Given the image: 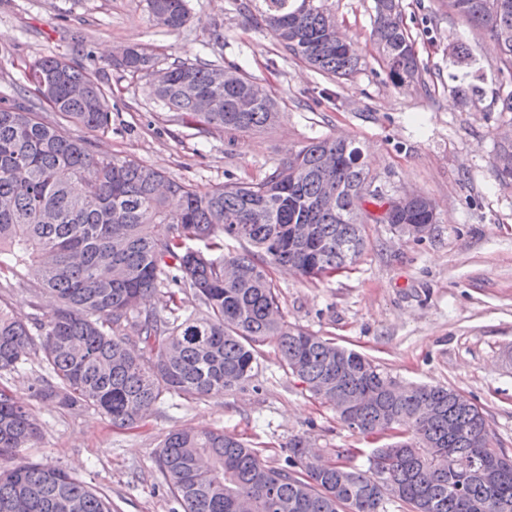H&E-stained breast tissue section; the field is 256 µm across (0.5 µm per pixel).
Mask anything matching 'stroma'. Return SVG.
<instances>
[{
	"label": "stroma",
	"instance_id": "obj_1",
	"mask_svg": "<svg viewBox=\"0 0 512 512\" xmlns=\"http://www.w3.org/2000/svg\"><path fill=\"white\" fill-rule=\"evenodd\" d=\"M400 3L422 70L419 82L403 86L389 79L371 37L376 0L326 2L360 47L358 71L340 80L286 55L256 26L259 0H188L192 20L177 32L153 25L145 0H0V103L30 90L29 66L38 58L97 70L112 90V127L88 134L71 125L68 134L200 187L262 179L317 137L355 140L378 185L429 197L438 222L418 241L369 225V244L353 269L317 283L276 271L285 320L365 354L400 383L463 392L484 412L492 446L512 452V184H502L493 168L498 97L506 88L489 30L450 12L448 0ZM217 25L220 44L211 36ZM131 43L148 48L163 68L237 64L276 101L279 122L198 135L156 102L147 80L109 67L113 52ZM460 44L472 64L455 63ZM471 67L480 71L483 93L465 103L455 87ZM0 298L26 322L47 319L53 309L25 280H13ZM257 362L243 388L202 400L164 397L139 428L119 430L94 410L36 397L33 379L43 363L30 352L20 372L0 377L43 429L38 446L17 459L67 470L110 496L115 512H175L155 452L176 428L238 435L273 467L284 466L297 435L330 458L355 449L351 465L367 467L366 441L284 372L274 343L260 346Z\"/></svg>",
	"mask_w": 512,
	"mask_h": 512
}]
</instances>
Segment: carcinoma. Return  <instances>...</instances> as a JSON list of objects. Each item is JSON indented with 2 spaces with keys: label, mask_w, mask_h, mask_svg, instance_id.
I'll list each match as a JSON object with an SVG mask.
<instances>
[{
  "label": "carcinoma",
  "mask_w": 512,
  "mask_h": 512,
  "mask_svg": "<svg viewBox=\"0 0 512 512\" xmlns=\"http://www.w3.org/2000/svg\"><path fill=\"white\" fill-rule=\"evenodd\" d=\"M259 21L294 57L328 77L353 74L360 54L350 40L336 42V21L324 0H261ZM156 25L175 32L192 16L186 0H147ZM448 9L486 27L493 60L512 77V0H448ZM373 37L389 78L414 82L420 64L400 19L399 0H377ZM157 58L133 44L111 66L143 78ZM155 85L158 102L188 117L197 133L242 131L279 119L269 94L237 66L210 61L173 63ZM36 101L0 106V278L23 273L58 307L45 321L25 323L0 304V374L18 372L32 350L45 373L34 393L63 407L91 408L114 428H137L165 394L187 399L224 396L257 368V347L276 344L286 372L319 403L336 408V395L359 404L340 421L365 437L384 438L367 469L337 460L303 458L304 440L288 442L286 466L267 465L260 450L219 430L176 429L156 452L158 470L181 512H500L512 503V464L486 485L479 467L498 460L483 413L444 386L395 380L366 356L329 339L288 326L273 271L291 265L310 282L355 263L365 247L374 181L356 142L320 138L284 158L264 178L201 188L137 161L101 155L87 138H73L44 121L47 105L90 133L112 128L110 88L93 73L45 57L30 67ZM464 102L482 94L478 76L462 80ZM512 181V140H502L493 163ZM399 224H435L425 196L410 202ZM309 224L313 235H294ZM234 240L242 253H224ZM165 291L169 314L139 309ZM191 293L200 311L176 303ZM138 327L142 351L125 328ZM429 406L425 417L419 409ZM42 426L0 386V512H112V501L60 467L12 464L38 444Z\"/></svg>",
  "instance_id": "cac0c4a2"
}]
</instances>
